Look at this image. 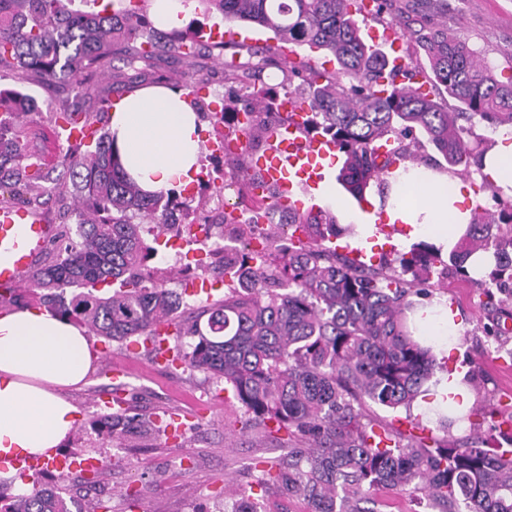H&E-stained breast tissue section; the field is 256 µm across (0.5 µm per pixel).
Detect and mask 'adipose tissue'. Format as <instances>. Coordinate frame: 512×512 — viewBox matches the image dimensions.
<instances>
[{"label": "adipose tissue", "mask_w": 512, "mask_h": 512, "mask_svg": "<svg viewBox=\"0 0 512 512\" xmlns=\"http://www.w3.org/2000/svg\"><path fill=\"white\" fill-rule=\"evenodd\" d=\"M201 118L183 91L153 87L116 103L110 118L123 167L138 184L165 191L193 181L201 169L197 128ZM402 185L414 195L400 197L391 218L412 225L413 236L445 245L456 241L459 219L448 200L447 179L407 173ZM461 325L444 302L435 300L418 322L422 336L438 337L437 357L457 349ZM95 355L85 328L46 310L25 308L0 314V456L11 453L44 456L73 430L76 407L61 396L64 388L86 383ZM462 408L473 403L463 373L440 379L435 396L417 406L424 420L437 421V412L450 398Z\"/></svg>", "instance_id": "1"}]
</instances>
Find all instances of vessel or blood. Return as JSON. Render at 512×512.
Segmentation results:
<instances>
[{"mask_svg":"<svg viewBox=\"0 0 512 512\" xmlns=\"http://www.w3.org/2000/svg\"><path fill=\"white\" fill-rule=\"evenodd\" d=\"M285 120L274 129L264 156L251 158L252 167L261 171L263 184L275 188L283 203L298 209L315 208L326 167L335 163L338 147L335 141L304 131L307 111L294 101H286ZM56 233V227L45 218L22 206L0 207V286L15 284L30 268ZM53 469L66 473L98 467L94 458L78 454H57L50 460Z\"/></svg>","mask_w":512,"mask_h":512,"instance_id":"1","label":"vessel or blood"}]
</instances>
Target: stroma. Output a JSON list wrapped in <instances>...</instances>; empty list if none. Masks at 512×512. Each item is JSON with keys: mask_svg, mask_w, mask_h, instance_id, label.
Wrapping results in <instances>:
<instances>
[{"mask_svg": "<svg viewBox=\"0 0 512 512\" xmlns=\"http://www.w3.org/2000/svg\"><path fill=\"white\" fill-rule=\"evenodd\" d=\"M439 17L498 66L512 63V0H441ZM202 66L213 76L204 102L219 101L229 112L242 110L244 91L221 79L222 60L206 58ZM183 71L177 58L166 55L130 80L111 82L106 69L97 78L100 84L111 85L118 96L128 84L148 87L159 76L166 85L181 86ZM23 120L33 132V149L45 170L56 171L66 142L56 139L44 115L30 112ZM328 188L336 199L332 210L339 224L356 229L387 215L378 195L359 205L336 180H329ZM427 293L444 299L462 321L460 350L448 358V367L471 372L480 399L512 412V317L501 335H485L483 326L496 320V313L483 309L478 288L453 273L446 287H431ZM116 368L126 373L127 417L138 420L175 411L187 425L184 437L174 442L163 436L148 439L133 429L103 437L98 427L99 401L111 391ZM66 396L76 406L78 419L65 451L103 461L96 477L83 472L63 484L66 497L83 512L97 501L108 512H224L225 504L241 498L258 503L260 512H307L302 500L284 497L273 487L264 491L256 487L247 469L250 460L273 459L281 450L253 436L241 437L244 409L232 390L210 374L168 365L151 345L129 340L109 343L87 383Z\"/></svg>", "mask_w": 512, "mask_h": 512, "instance_id": "stroma-1", "label": "stroma"}]
</instances>
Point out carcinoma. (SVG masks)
Here are the masks:
<instances>
[{"label":"carcinoma","instance_id":"cac0c4a2","mask_svg":"<svg viewBox=\"0 0 512 512\" xmlns=\"http://www.w3.org/2000/svg\"><path fill=\"white\" fill-rule=\"evenodd\" d=\"M99 10L74 11L65 0H0V71L15 87L0 89V112H46L56 127L79 121L95 125L112 106L93 78L116 55L131 69L162 53L185 59L203 49L221 58L224 43H207L196 33L155 29L132 6L93 0ZM226 22L258 25L283 42L330 54L331 73L292 59L280 66L282 85L307 106V133L333 139L343 165L337 179L354 199L376 187L388 200L393 172L383 173L378 143L393 139L400 160L432 150L448 171L483 174L486 151L475 152L472 128L460 118L478 117L492 128L512 127V66L496 70L465 42L448 37L435 18L434 0H401L399 23L407 46L424 51L405 82L383 84L388 56L361 37L359 0H200ZM70 83L96 107L62 104L41 108L25 93L37 79ZM224 80L262 98L253 68L224 69ZM440 85L460 112L431 94ZM429 87L426 92L420 91ZM241 131L246 150L268 137L270 125L247 111ZM69 180L42 172L30 154L26 124L0 126V205H28L51 193L63 219L76 218L75 236L60 245L59 258L28 275V286L0 293V304L36 303L87 329L91 336L123 341L138 336L171 363L209 373L231 386L245 409V424L279 438L284 457L250 464L260 488L274 483L303 499L308 512H373L364 507L380 487L420 496L435 512H512V448L489 438L448 436L428 444L407 435L366 407L410 409L439 368L433 349L413 335L407 320L409 296L430 282L434 268L451 265L464 280L484 288L512 285V208L473 212L458 241L443 259L418 243L400 255L399 268L373 267L337 252L331 239L346 228L330 211L299 213L270 192L249 198L264 211L288 210V226L301 233L281 244L271 233L265 249L239 251L236 266L222 264L228 281L224 297L202 311L186 312L167 288L170 272L150 265L164 237L191 233L182 217L195 210V197L176 189L150 193L121 166L112 137L98 135L94 149L79 143L60 157ZM152 240H147L146 235ZM206 322H201L202 316ZM189 341L163 349L157 326ZM499 409L475 403L469 425ZM101 423L110 439L126 426L120 410ZM59 488L32 481L16 494L0 491V512H82Z\"/></svg>","mask_w":512,"mask_h":512}]
</instances>
